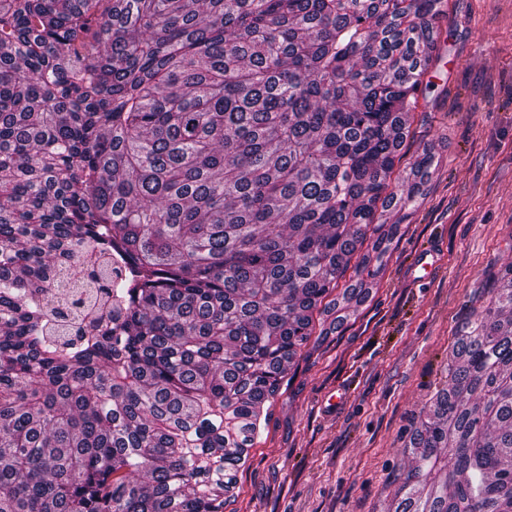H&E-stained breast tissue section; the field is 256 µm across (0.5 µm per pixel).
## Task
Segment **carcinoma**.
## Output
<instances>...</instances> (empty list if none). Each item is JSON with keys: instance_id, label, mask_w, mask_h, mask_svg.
Listing matches in <instances>:
<instances>
[{"instance_id": "carcinoma-1", "label": "carcinoma", "mask_w": 512, "mask_h": 512, "mask_svg": "<svg viewBox=\"0 0 512 512\" xmlns=\"http://www.w3.org/2000/svg\"><path fill=\"white\" fill-rule=\"evenodd\" d=\"M445 0H0V512H224L352 257L365 301ZM103 257L77 310L54 288ZM395 512H512V262ZM428 480L432 495L417 496Z\"/></svg>"}]
</instances>
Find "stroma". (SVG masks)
Listing matches in <instances>:
<instances>
[{"mask_svg": "<svg viewBox=\"0 0 512 512\" xmlns=\"http://www.w3.org/2000/svg\"><path fill=\"white\" fill-rule=\"evenodd\" d=\"M438 59L410 113L399 169L440 162L421 204L389 207L397 225L362 304L315 318L324 337L267 405V423L224 512H394L389 477L427 400L446 381L451 342L491 276L512 262V0H448ZM438 265L414 277L425 248Z\"/></svg>", "mask_w": 512, "mask_h": 512, "instance_id": "obj_1", "label": "stroma"}]
</instances>
